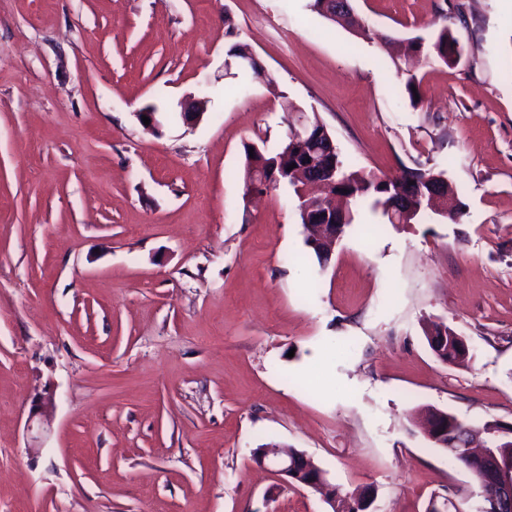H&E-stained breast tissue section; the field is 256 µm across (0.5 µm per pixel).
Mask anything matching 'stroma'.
Returning <instances> with one entry per match:
<instances>
[{"mask_svg": "<svg viewBox=\"0 0 512 512\" xmlns=\"http://www.w3.org/2000/svg\"><path fill=\"white\" fill-rule=\"evenodd\" d=\"M310 2L0 0V512H328L255 465L266 442L425 512L472 479L415 410L512 422V7L351 0L366 40ZM444 25L460 62L411 104L391 43ZM235 43L266 79L240 88ZM302 114L354 168L444 172L461 222L358 202L318 265L292 190L243 199L245 144Z\"/></svg>", "mask_w": 512, "mask_h": 512, "instance_id": "stroma-1", "label": "stroma"}]
</instances>
